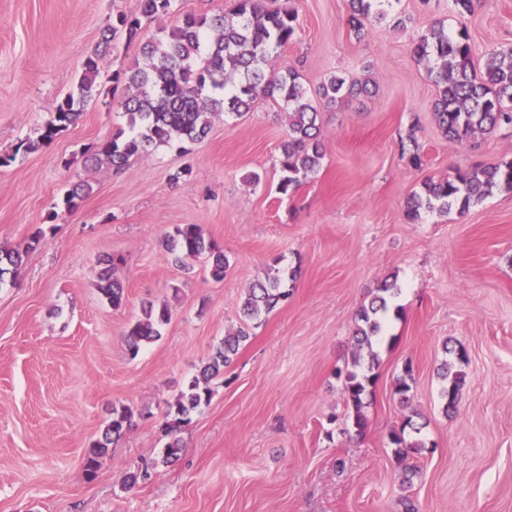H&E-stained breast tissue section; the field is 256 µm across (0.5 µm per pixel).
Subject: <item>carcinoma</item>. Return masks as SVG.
Wrapping results in <instances>:
<instances>
[{"mask_svg": "<svg viewBox=\"0 0 512 512\" xmlns=\"http://www.w3.org/2000/svg\"><path fill=\"white\" fill-rule=\"evenodd\" d=\"M461 22L455 33L441 22L412 42V53L425 64L427 76L437 87L434 117L441 133L451 142L470 141L490 136L501 128H512V48L492 53L483 72L473 70L472 45L462 19L472 13L473 0H452ZM391 0H349V25L356 37L364 36L365 21L385 19ZM171 0H138L133 14L120 13L112 26L102 34L95 51L89 55L77 78L76 92L56 103L51 111L42 140H50L71 126L84 104L98 90V60L114 40L125 36L137 39L144 27L169 13ZM296 13L277 4V0H235L233 9L212 15L186 14L175 25L160 29V35L146 40L141 47V60L115 79L124 82L125 97L121 102L129 134L120 131L112 139L100 143L94 152L98 163L115 170L125 167L134 155L150 146L199 141L207 136L213 118L221 114L242 115L260 97L282 103L288 114V138L281 145L282 177L278 191L289 194L301 185V179L317 171L324 158L319 138V112L300 73L288 68L283 72L267 70L271 55L287 45L296 32ZM372 93L370 80L333 76L316 92L320 98L334 102ZM512 190V159L496 163L458 168L437 181L429 180L422 189L411 194L405 216L417 221L424 213H446L452 209L464 214L481 204L495 188ZM88 190L82 182L74 183L64 196L67 209L77 207ZM31 244L24 247L0 248V284L22 265ZM167 248L187 256H206L208 271L215 281L224 280L229 266L224 252L205 237L196 224L174 228ZM99 290L114 308L122 305L124 288L112 278L110 268L98 273ZM285 276L280 269L267 274L265 281L249 289L240 305L243 326L227 333L221 345L199 368L189 384V391L169 405L171 420L165 431L171 435L188 424L191 414L210 401L211 380L224 371L242 343L250 337V329L261 324L262 317L288 300ZM398 294L396 283H383L368 304L357 313L354 339L357 347L371 350V362L360 367L354 361L350 368L340 369L337 377L348 409V419L356 432L366 426L364 399L375 382L373 373L377 354L373 344L383 336L391 300ZM169 319L167 308H143V317L126 331L131 355L161 337L160 327ZM447 380L442 397L445 411L456 409L458 394L465 382L461 371L451 372L443 365ZM134 414L128 407L112 409V418L102 436L87 453L90 473L99 470L107 460L109 445L121 439L133 426ZM397 460L407 459L424 444L409 441L405 429L389 437Z\"/></svg>", "mask_w": 512, "mask_h": 512, "instance_id": "cac0c4a2", "label": "carcinoma"}]
</instances>
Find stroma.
<instances>
[{
    "mask_svg": "<svg viewBox=\"0 0 512 512\" xmlns=\"http://www.w3.org/2000/svg\"><path fill=\"white\" fill-rule=\"evenodd\" d=\"M136 4L0 0V154L16 155L0 167V246L29 248L0 286V512H403L408 498L419 512H512V190L463 214L404 215L425 180L512 159V129L474 146L435 123L437 88L411 43L438 20L456 30L451 0H396L362 38L348 0H288L298 28L271 70L296 67L311 91L334 75L376 84L372 96L319 103L325 159L289 195L277 189L288 116L265 99L216 117L186 152L152 148L117 173L89 163L125 127L113 76L139 59L136 40L100 59L99 96L42 141L101 32ZM465 22L476 68L512 47V0H478ZM412 140L417 167L402 151ZM22 142L35 150L18 151ZM76 181L89 190L69 211L61 199ZM183 224L224 251L223 281L203 259L168 253L166 236ZM107 256L125 289L118 309L97 287ZM273 267L296 272L287 302L212 381L209 404L177 434L178 460L161 463L169 404ZM391 277L401 312L377 349L358 436L336 372L355 352L356 313ZM146 302L170 316L133 357L125 331ZM459 348L466 381L448 415L440 373ZM408 364L403 402L394 386ZM122 405L134 427L89 474L87 450ZM407 421L408 439L424 444L412 473L389 444ZM144 468L149 479L133 481Z\"/></svg>",
    "mask_w": 512,
    "mask_h": 512,
    "instance_id": "35a3bbf8",
    "label": "stroma"
}]
</instances>
